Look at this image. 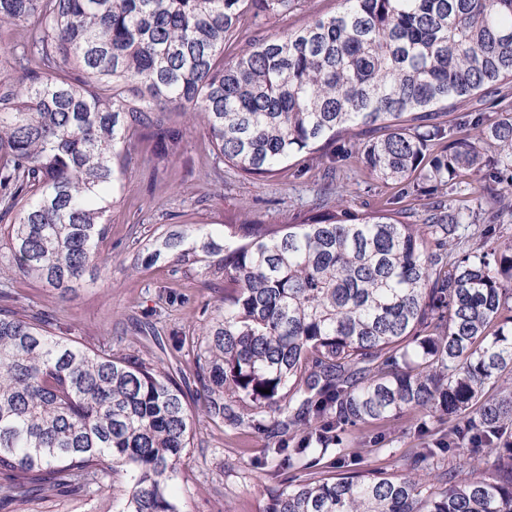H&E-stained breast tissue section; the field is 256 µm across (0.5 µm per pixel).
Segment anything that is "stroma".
Segmentation results:
<instances>
[{"label":"stroma","mask_w":512,"mask_h":512,"mask_svg":"<svg viewBox=\"0 0 512 512\" xmlns=\"http://www.w3.org/2000/svg\"><path fill=\"white\" fill-rule=\"evenodd\" d=\"M340 0H306L302 9L263 26L246 24L236 40L224 46L232 60L248 42L305 26L312 18L340 10ZM165 122L180 127L182 140L174 156L158 154L152 130L142 131L125 159L126 189L112 210L108 236L101 247L104 262L94 280L68 302L56 304L50 292L34 283L16 288L35 311L55 312L67 335L110 347L113 353H137L181 369L193 380L192 353L174 347L159 349L138 334L137 324L158 310L162 335L180 331L198 335L209 309L224 296L223 284L187 275L168 259L144 262L132 270L131 258L141 243L161 227L182 224H221L236 219L241 210L268 224L287 223L294 208L311 200L322 187L328 159H307L303 177L286 167L268 178H245L219 162L202 127L187 124L182 112L166 113ZM347 184L357 203L377 204L391 199L393 185L369 179L355 162H347L335 176ZM416 420L403 415L369 426L348 429L342 446L347 460L391 474L400 469L408 449L419 447ZM193 443L180 464L175 492L182 512H261L265 488L272 480L257 468L265 440L254 429L213 422L197 413Z\"/></svg>","instance_id":"1"}]
</instances>
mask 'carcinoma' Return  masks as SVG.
Segmentation results:
<instances>
[{"label": "carcinoma", "instance_id": "carcinoma-1", "mask_svg": "<svg viewBox=\"0 0 512 512\" xmlns=\"http://www.w3.org/2000/svg\"><path fill=\"white\" fill-rule=\"evenodd\" d=\"M300 3L0 0V28H22L0 41V505L70 493L181 512L193 414L172 371L58 334L9 287L76 293L99 267L123 154L143 129L174 153L159 113L177 104L245 178L332 145L334 162L398 188L368 209L339 184L286 224L246 211L143 246L224 280L202 336L173 340L213 420L265 435L271 474L308 471L272 486L263 512H512V238H497L512 224V111H459L512 84V0H342L224 63L244 18ZM356 126L383 134L352 141ZM421 197L436 206L411 224L403 202ZM470 224L496 242L474 249ZM405 412L430 442L399 474L334 447L349 425Z\"/></svg>", "mask_w": 512, "mask_h": 512}]
</instances>
